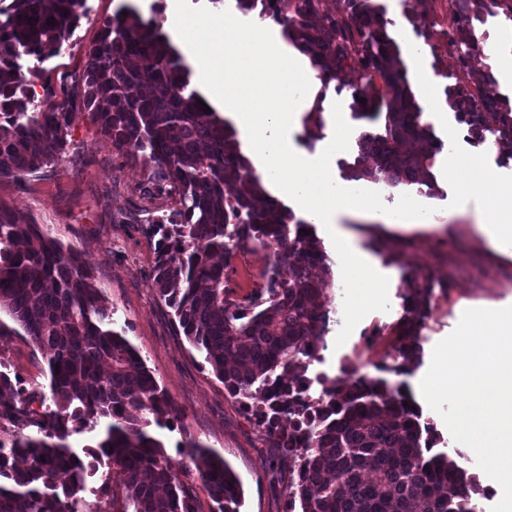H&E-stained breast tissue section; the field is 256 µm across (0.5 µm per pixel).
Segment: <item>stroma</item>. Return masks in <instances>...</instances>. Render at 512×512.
Segmentation results:
<instances>
[{
	"label": "stroma",
	"instance_id": "stroma-1",
	"mask_svg": "<svg viewBox=\"0 0 512 512\" xmlns=\"http://www.w3.org/2000/svg\"><path fill=\"white\" fill-rule=\"evenodd\" d=\"M125 1L146 16L152 7L167 4V0H86L85 15L61 54L35 65L23 60V67L34 65L39 70L40 77L33 82L35 93H42L44 82L70 85L81 77L87 48ZM382 3L395 21L392 37L402 45L416 40L421 60L434 61L426 41L437 35L429 19L438 9L436 0H412L413 9L407 16L402 13L401 0ZM476 33L479 44L472 52L470 72L456 71L454 59L435 60L451 70L453 80L469 85L484 72L495 73L503 64H512V20L502 14L488 17L486 23L477 24ZM359 82V73L350 72L339 87H328L321 103L323 128L314 136H306L303 124L294 126L291 145L297 154L309 159L321 154L334 132L333 102L349 106L351 88ZM426 119L443 143L433 167L441 193L434 198L417 197L433 209L429 225L390 229L376 216L352 209L338 216V224L358 243L370 265L388 277L389 309L367 314L340 347L335 344L338 329L330 327L309 376L337 377L350 364L360 366L366 376H376L377 364L391 350L392 338L384 328L403 313L400 295L411 273L432 274L435 284L433 310L422 329L420 360L404 377L416 399L421 396L419 383L429 369L434 346L453 332L462 312L512 306V260L483 247L473 228L474 214L494 205L486 178L494 174L502 182H511L512 164L500 163L496 153L475 146L466 135L455 134L454 112H430ZM69 142L58 164L20 180H0V206L31 223L50 227L64 248L88 260L94 286L112 310L114 330L134 346L179 412L172 425L150 427L166 453L176 455L189 440L213 449L242 484V512H285L287 459L280 449L270 446L241 404L226 393L223 383L178 333L171 308L152 286L157 239L148 225L152 217L175 206V197L147 194L149 169L117 154L89 113L77 119ZM451 156L461 160L453 174L446 166ZM267 262L261 251L246 259L234 258L227 283L233 299L244 300L263 284ZM0 370L26 394L49 392L47 364L29 337L0 336Z\"/></svg>",
	"mask_w": 512,
	"mask_h": 512
}]
</instances>
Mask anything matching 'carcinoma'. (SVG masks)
<instances>
[{
	"label": "carcinoma",
	"instance_id": "1",
	"mask_svg": "<svg viewBox=\"0 0 512 512\" xmlns=\"http://www.w3.org/2000/svg\"><path fill=\"white\" fill-rule=\"evenodd\" d=\"M85 0H9L0 4V180L19 179L62 159L80 110L89 112L112 148L152 168V190L173 193L178 207L150 224L158 237L153 287L174 322L224 390L288 457V512H482L488 489L478 471L440 443L409 392L383 377L319 378L308 368L330 320L332 259L314 225L264 187L241 152L237 132L207 113L191 88V70L153 13L121 5L86 53L80 83L37 106L19 60L57 56L83 17ZM258 18L272 17L285 40L309 60L326 88L348 70L362 83L350 110L358 127L348 177L438 192L433 172L442 144L407 77L393 20L380 0H343L339 14L321 0H235ZM448 43L460 71L478 45L474 21L506 0H451ZM366 99V103L359 99ZM449 104L471 139L512 159V104L491 73L471 88L449 89ZM317 104L306 133L322 128ZM269 253L268 280L247 304L229 299L224 271L238 251ZM288 274L281 275V269ZM85 258L38 225L0 208V336L24 332L47 363L55 409L35 417L23 391L0 372V415L11 438L0 440V512H84L87 467L72 436L99 427L83 451L123 473V503L113 512H198L175 460L147 427L178 412L141 356L112 328ZM434 303V282L415 275L391 327L402 373L421 354V331ZM408 405H403V402ZM178 454L194 463L217 512H240L243 493L216 452L190 440ZM66 475L60 482L59 476Z\"/></svg>",
	"mask_w": 512,
	"mask_h": 512
}]
</instances>
